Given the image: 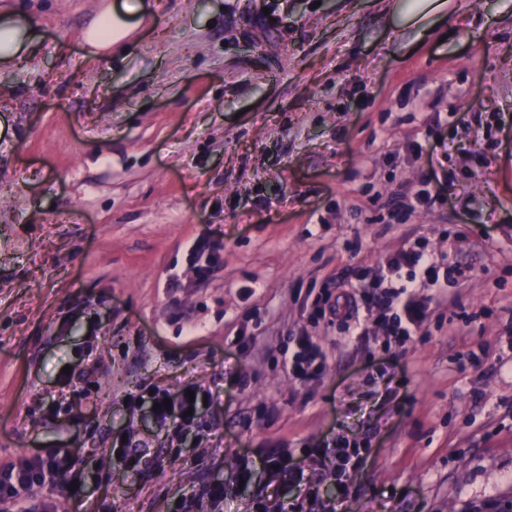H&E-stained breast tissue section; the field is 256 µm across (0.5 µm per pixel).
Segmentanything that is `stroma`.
Listing matches in <instances>:
<instances>
[{"label": "stroma", "instance_id": "35a3bbf8", "mask_svg": "<svg viewBox=\"0 0 512 512\" xmlns=\"http://www.w3.org/2000/svg\"><path fill=\"white\" fill-rule=\"evenodd\" d=\"M106 2L0 0L32 29L0 69V462L67 452L78 487H46L53 512H180L213 482L224 512L270 486L295 501L259 466L271 448L320 483L313 512H494L512 495V0H448L421 27L396 0H149L134 44L96 57ZM424 188L441 199L411 207ZM408 239L468 276L429 338L310 322L345 266ZM304 330L326 354L308 381L283 365ZM214 385L192 428L142 418L151 394ZM340 437L363 448L343 488Z\"/></svg>", "mask_w": 512, "mask_h": 512}]
</instances>
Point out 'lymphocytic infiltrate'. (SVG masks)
<instances>
[{
  "mask_svg": "<svg viewBox=\"0 0 512 512\" xmlns=\"http://www.w3.org/2000/svg\"><path fill=\"white\" fill-rule=\"evenodd\" d=\"M461 265L449 255L438 254L418 244L401 248L376 275L353 267L340 275V289L317 300L309 318L342 327L350 336H365L367 323L382 327L397 343L428 335L431 307L422 289L447 290L450 281L463 276ZM290 373L298 379L318 375L325 363L321 347L307 332L295 336ZM265 469L296 484L301 499L295 505L275 501L272 512H302L305 502L315 498L312 482L285 455L264 457ZM68 465L59 453L22 458L0 465V512H50L42 493L46 484L65 477Z\"/></svg>",
  "mask_w": 512,
  "mask_h": 512,
  "instance_id": "lymphocytic-infiltrate-1",
  "label": "lymphocytic infiltrate"
}]
</instances>
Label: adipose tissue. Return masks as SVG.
<instances>
[{"mask_svg": "<svg viewBox=\"0 0 512 512\" xmlns=\"http://www.w3.org/2000/svg\"><path fill=\"white\" fill-rule=\"evenodd\" d=\"M147 12L145 0H114L86 32L87 42L108 52L124 45L142 23ZM29 25L16 16L0 15V64L13 65L28 46Z\"/></svg>", "mask_w": 512, "mask_h": 512, "instance_id": "obj_1", "label": "adipose tissue"}]
</instances>
